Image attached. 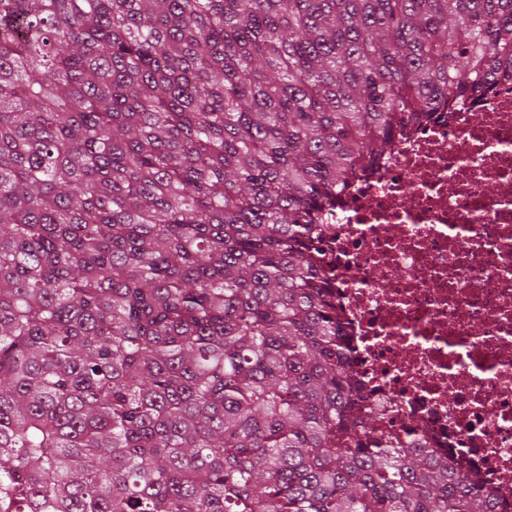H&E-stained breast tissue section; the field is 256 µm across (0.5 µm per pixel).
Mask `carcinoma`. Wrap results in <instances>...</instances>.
Wrapping results in <instances>:
<instances>
[{
  "mask_svg": "<svg viewBox=\"0 0 512 512\" xmlns=\"http://www.w3.org/2000/svg\"><path fill=\"white\" fill-rule=\"evenodd\" d=\"M512 0H0V512H495L388 448L314 261Z\"/></svg>",
  "mask_w": 512,
  "mask_h": 512,
  "instance_id": "obj_1",
  "label": "carcinoma"
}]
</instances>
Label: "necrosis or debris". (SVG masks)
Wrapping results in <instances>:
<instances>
[{"instance_id": "obj_1", "label": "necrosis or debris", "mask_w": 512, "mask_h": 512, "mask_svg": "<svg viewBox=\"0 0 512 512\" xmlns=\"http://www.w3.org/2000/svg\"><path fill=\"white\" fill-rule=\"evenodd\" d=\"M362 408L512 503V78L440 105L316 226Z\"/></svg>"}]
</instances>
